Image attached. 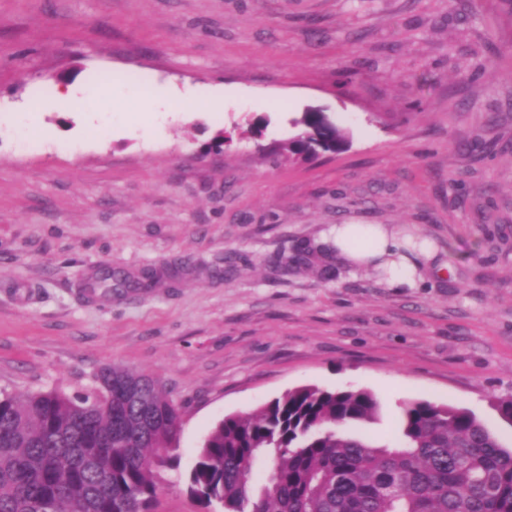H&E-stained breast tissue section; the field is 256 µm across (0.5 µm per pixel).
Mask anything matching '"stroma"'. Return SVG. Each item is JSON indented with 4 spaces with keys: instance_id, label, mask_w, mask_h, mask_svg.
Listing matches in <instances>:
<instances>
[{
    "instance_id": "stroma-1",
    "label": "stroma",
    "mask_w": 512,
    "mask_h": 512,
    "mask_svg": "<svg viewBox=\"0 0 512 512\" xmlns=\"http://www.w3.org/2000/svg\"><path fill=\"white\" fill-rule=\"evenodd\" d=\"M72 100L18 126L55 85ZM179 89L206 112L131 101ZM317 110L347 150L273 154ZM446 256L419 288L323 256L336 224ZM126 277L111 295L85 285ZM116 363L182 408L155 512H206L184 476L211 427L288 390L403 403L512 393V7L505 0H0V390L89 392Z\"/></svg>"
}]
</instances>
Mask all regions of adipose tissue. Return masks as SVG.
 Returning <instances> with one entry per match:
<instances>
[{"instance_id":"1","label":"adipose tissue","mask_w":512,"mask_h":512,"mask_svg":"<svg viewBox=\"0 0 512 512\" xmlns=\"http://www.w3.org/2000/svg\"><path fill=\"white\" fill-rule=\"evenodd\" d=\"M335 253L354 268L381 271L392 287L416 288L421 279L410 258L404 256L406 239L383 224H339L331 231Z\"/></svg>"}]
</instances>
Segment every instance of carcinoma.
I'll return each instance as SVG.
<instances>
[{
    "mask_svg": "<svg viewBox=\"0 0 512 512\" xmlns=\"http://www.w3.org/2000/svg\"><path fill=\"white\" fill-rule=\"evenodd\" d=\"M293 123L291 156L349 147L317 112ZM98 374L104 386L86 394L0 392V512H33L45 499L154 512L161 473L180 465L181 407L153 377L117 365ZM377 411L366 389L304 386L227 416L198 448L186 491L222 512H512V448L474 413L417 400L394 443L347 431Z\"/></svg>",
    "mask_w": 512,
    "mask_h": 512,
    "instance_id": "1",
    "label": "carcinoma"
}]
</instances>
